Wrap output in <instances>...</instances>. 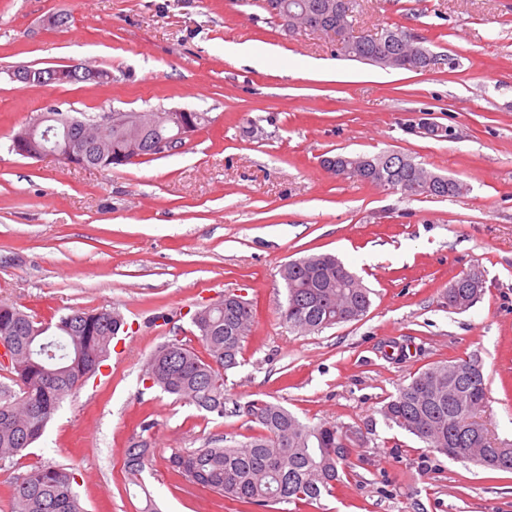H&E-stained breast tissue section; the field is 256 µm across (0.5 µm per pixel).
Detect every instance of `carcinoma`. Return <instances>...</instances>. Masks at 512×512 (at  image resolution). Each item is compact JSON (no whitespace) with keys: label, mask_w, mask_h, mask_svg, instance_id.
Listing matches in <instances>:
<instances>
[{"label":"carcinoma","mask_w":512,"mask_h":512,"mask_svg":"<svg viewBox=\"0 0 512 512\" xmlns=\"http://www.w3.org/2000/svg\"><path fill=\"white\" fill-rule=\"evenodd\" d=\"M261 8L285 28L307 25L338 36V52L353 60L375 55H397L392 69L416 71L410 47L399 45L401 26L371 35L355 29L359 0H260ZM48 123H72L69 140L89 167L111 169L120 158H154L153 143L168 132L174 120L193 121L198 130L207 121L204 112H152L138 137L132 126L112 124L99 133L98 148L82 140V125L94 120L81 112L71 115L50 107ZM389 152L374 155L338 154L328 168L340 179L389 190L405 199L430 191L435 178L422 163L404 154L388 164ZM284 301L278 315L288 330L301 334L323 331L336 324L357 321L369 311L372 291L331 254H312L285 264L281 270ZM451 285V310H466L488 288L458 276ZM192 323L205 355L174 338L159 345L142 368L147 388L196 406L219 418L226 413L225 377L240 365L239 355L255 322L253 304L228 293L224 300L195 311ZM125 326L116 309H73L52 324L35 320L28 312L0 303V336L12 348L8 382H0V464L29 451L42 437L60 402L83 383L82 377L100 367L111 352L113 339ZM473 359L434 364L418 373L388 397L379 413L384 421L417 438L425 447L459 461H475L494 470L512 472V443L488 437L477 419L487 396L486 380L469 383ZM53 368L47 377L44 370ZM244 413L257 424L245 442L220 436L203 447L178 452L170 466L187 482L218 496L266 512H286L298 500L313 503L330 494L341 481L343 432L334 423L311 425L277 400L252 399ZM153 465L150 440L140 436L124 451L128 480L142 485V475ZM76 475L69 467L45 462L14 477L7 485L9 512H86L75 489Z\"/></svg>","instance_id":"obj_1"}]
</instances>
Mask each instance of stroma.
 Returning <instances> with one entry per match:
<instances>
[{"instance_id": "1", "label": "stroma", "mask_w": 512, "mask_h": 512, "mask_svg": "<svg viewBox=\"0 0 512 512\" xmlns=\"http://www.w3.org/2000/svg\"><path fill=\"white\" fill-rule=\"evenodd\" d=\"M256 0H0V302L43 321L71 309L119 310L110 358L67 396L0 488L34 465L75 468L87 512H252L188 484L172 453L256 431L144 388L142 367L177 337L197 345L201 306L228 291L256 319L230 401H280L305 422L360 429L333 494L292 512H512V473L424 448L389 427L384 400L430 365L477 358L482 413L512 441V0H360L359 27L398 24L455 66L383 69L339 56L336 38L260 20ZM249 45L252 59L232 53ZM84 62L102 86L15 80L21 66ZM99 115L147 107L206 113L170 157L80 168L11 152L14 133L48 105ZM444 127L439 136L413 125ZM394 150L462 182L455 198L401 195L331 176L322 158ZM341 259L372 290L362 320L319 334L277 319L282 266ZM482 265L489 288L448 308L451 279ZM154 424L155 463L127 481L124 450Z\"/></svg>"}]
</instances>
